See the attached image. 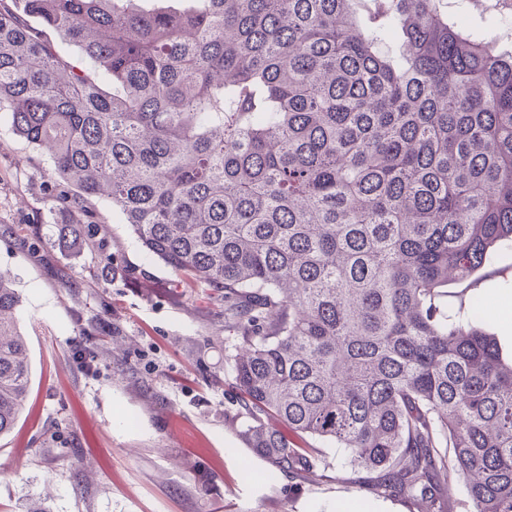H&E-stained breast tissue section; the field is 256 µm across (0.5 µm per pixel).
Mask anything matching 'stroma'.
<instances>
[{
    "label": "stroma",
    "mask_w": 512,
    "mask_h": 512,
    "mask_svg": "<svg viewBox=\"0 0 512 512\" xmlns=\"http://www.w3.org/2000/svg\"><path fill=\"white\" fill-rule=\"evenodd\" d=\"M49 154L0 110V273L20 295L32 383L0 438V512H408L348 483L269 479L238 436L241 407L226 357L240 332L224 299L149 255L107 198H91L88 240L64 250ZM453 303L481 295L482 327L512 358V252Z\"/></svg>",
    "instance_id": "35a3bbf8"
}]
</instances>
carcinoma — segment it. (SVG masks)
<instances>
[{
	"label": "carcinoma",
	"instance_id": "1",
	"mask_svg": "<svg viewBox=\"0 0 512 512\" xmlns=\"http://www.w3.org/2000/svg\"><path fill=\"white\" fill-rule=\"evenodd\" d=\"M132 2L0 0V105L70 186L54 243L105 192L230 300L240 435L271 475L331 470L329 444L409 512H512V361L446 291L512 252V49L437 0H375L363 28L354 0ZM18 303L0 273V437L32 380Z\"/></svg>",
	"mask_w": 512,
	"mask_h": 512
}]
</instances>
